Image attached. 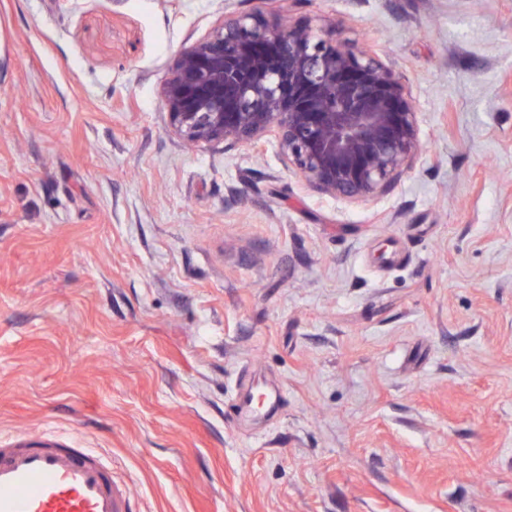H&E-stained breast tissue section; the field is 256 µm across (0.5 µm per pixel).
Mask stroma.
Returning a JSON list of instances; mask_svg holds the SVG:
<instances>
[{"mask_svg":"<svg viewBox=\"0 0 512 512\" xmlns=\"http://www.w3.org/2000/svg\"><path fill=\"white\" fill-rule=\"evenodd\" d=\"M228 12L376 42L422 157L363 202L189 146ZM45 435L129 512H512V0H0V444Z\"/></svg>","mask_w":512,"mask_h":512,"instance_id":"1","label":"stroma"}]
</instances>
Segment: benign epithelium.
<instances>
[{
    "label": "benign epithelium",
    "instance_id": "obj_1",
    "mask_svg": "<svg viewBox=\"0 0 512 512\" xmlns=\"http://www.w3.org/2000/svg\"><path fill=\"white\" fill-rule=\"evenodd\" d=\"M162 103L191 144L274 138L328 196L368 201L422 155L406 87L376 51L251 14L181 50Z\"/></svg>",
    "mask_w": 512,
    "mask_h": 512
}]
</instances>
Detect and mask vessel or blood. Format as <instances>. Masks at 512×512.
<instances>
[{"label":"vessel or blood","instance_id":"b4317fda","mask_svg":"<svg viewBox=\"0 0 512 512\" xmlns=\"http://www.w3.org/2000/svg\"><path fill=\"white\" fill-rule=\"evenodd\" d=\"M112 470L89 448L46 437L0 448V512H128Z\"/></svg>","mask_w":512,"mask_h":512}]
</instances>
